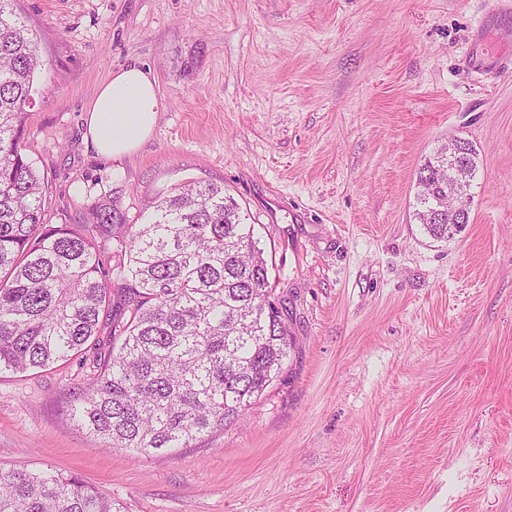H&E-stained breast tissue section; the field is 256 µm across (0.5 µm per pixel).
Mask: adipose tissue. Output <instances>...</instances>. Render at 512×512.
I'll return each instance as SVG.
<instances>
[{"label":"adipose tissue","instance_id":"ef3b65f1","mask_svg":"<svg viewBox=\"0 0 512 512\" xmlns=\"http://www.w3.org/2000/svg\"><path fill=\"white\" fill-rule=\"evenodd\" d=\"M166 108L149 71L135 64L119 68L87 108L84 140L103 158L132 156L151 137Z\"/></svg>","mask_w":512,"mask_h":512}]
</instances>
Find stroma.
Returning <instances> with one entry per match:
<instances>
[{
    "label": "stroma",
    "instance_id": "1",
    "mask_svg": "<svg viewBox=\"0 0 512 512\" xmlns=\"http://www.w3.org/2000/svg\"><path fill=\"white\" fill-rule=\"evenodd\" d=\"M43 66L27 153L46 221L130 223L193 181L248 212L292 349L246 417L132 457L73 426L91 362L0 372V470L79 476L122 512H512V0H16ZM167 102L133 156L88 149L109 74ZM470 222L413 217L449 136Z\"/></svg>",
    "mask_w": 512,
    "mask_h": 512
}]
</instances>
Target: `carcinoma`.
I'll return each instance as SVG.
<instances>
[{
	"instance_id": "carcinoma-1",
	"label": "carcinoma",
	"mask_w": 512,
	"mask_h": 512,
	"mask_svg": "<svg viewBox=\"0 0 512 512\" xmlns=\"http://www.w3.org/2000/svg\"><path fill=\"white\" fill-rule=\"evenodd\" d=\"M40 66L37 37L0 0V371L92 356L98 372L69 416L106 448L146 456L190 448L241 420L292 347L248 214L193 182L130 224L112 195L83 224L45 223L44 176L23 145ZM448 152L418 170L415 220L437 241ZM112 349L99 356L103 319ZM0 512H121L72 474L0 472Z\"/></svg>"
}]
</instances>
